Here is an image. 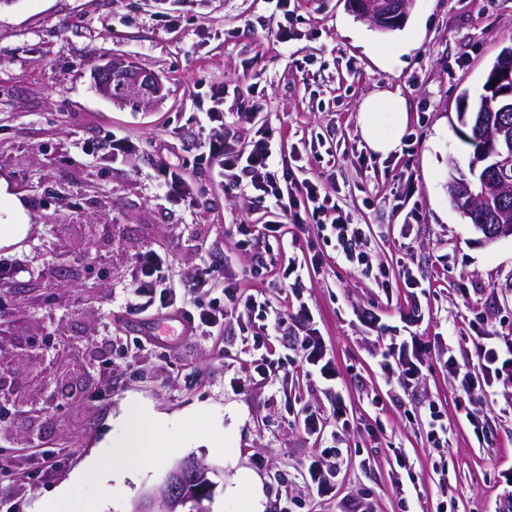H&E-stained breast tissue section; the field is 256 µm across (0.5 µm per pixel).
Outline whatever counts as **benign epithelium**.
I'll use <instances>...</instances> for the list:
<instances>
[{
  "label": "benign epithelium",
  "instance_id": "obj_1",
  "mask_svg": "<svg viewBox=\"0 0 512 512\" xmlns=\"http://www.w3.org/2000/svg\"><path fill=\"white\" fill-rule=\"evenodd\" d=\"M413 0H348L351 11L358 17L372 22L387 31L402 24ZM512 45L503 49L500 62L489 73L486 82L488 92L494 98L507 103L512 100ZM96 89L101 95L117 101L136 100L146 103L159 98L163 92L162 81L153 73L135 68L129 61L114 57L94 69ZM494 164L491 176L477 186L462 178L450 183L449 192L458 210L474 205L478 196H488L512 184V143L504 140L493 145ZM475 229L495 240L512 235V224H496L492 227L478 224ZM210 485L207 471L191 470L180 463L169 472L165 484L137 502L132 512H179L188 501L197 505L199 512H208L204 500L209 497Z\"/></svg>",
  "mask_w": 512,
  "mask_h": 512
}]
</instances>
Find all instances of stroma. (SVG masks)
Segmentation results:
<instances>
[{
  "mask_svg": "<svg viewBox=\"0 0 512 512\" xmlns=\"http://www.w3.org/2000/svg\"><path fill=\"white\" fill-rule=\"evenodd\" d=\"M287 29L288 40L276 39ZM512 45V0H415L396 29L382 32L350 12L346 0H8L0 6V221L21 202L25 239L0 248V265L24 275L0 280V375L9 413L0 417V512H40L45 500L73 486L84 512H132L147 491L187 459L214 470L205 505L242 512L257 497L262 512H341L356 500L366 512H497L512 475V385L492 397L462 393L449 378L440 343L467 333L484 316L512 336V236L485 242L452 205L448 183L468 170L472 149L459 133L462 94L477 97L504 47ZM122 56L159 76L164 97L121 104L94 88L93 69ZM223 84L224 109L241 100L262 109L242 115L241 138L260 127L293 164L336 189L351 223L369 228L370 267L337 261L315 218L297 228L296 247L254 239L235 224L268 218L267 200L243 204L225 194L194 146L210 85ZM390 92L408 121L395 153L375 154L359 125L362 101ZM114 130L138 144L124 161H95L84 143ZM194 182V209L163 196L157 145ZM166 254L180 273L204 257L225 264L259 288L273 308L307 303L350 391L355 424L343 437L349 458L336 496L313 495L298 477L311 444L292 423L301 397L329 411L333 394L308 374L278 363L302 327L273 341L284 392L252 379L234 381L256 354L251 333L227 320L223 335L163 331L137 344L128 312L130 269L139 251ZM302 262L295 288L278 274ZM420 274L429 292L424 319L410 335L432 338L415 399L394 402L371 353L375 337L355 313L376 306L399 325L413 296L402 272ZM448 422V443L428 441L423 402ZM482 408L476 438L464 404ZM164 417L163 445L146 454L136 476L116 449L127 433L129 405ZM56 455L54 473L35 478ZM108 466V479L89 472ZM448 482L447 496L438 492ZM404 481L396 490L395 481Z\"/></svg>",
  "mask_w": 512,
  "mask_h": 512,
  "instance_id": "stroma-1",
  "label": "stroma"
}]
</instances>
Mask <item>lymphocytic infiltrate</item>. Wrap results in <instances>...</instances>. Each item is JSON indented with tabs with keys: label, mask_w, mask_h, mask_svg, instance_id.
Here are the masks:
<instances>
[{
	"label": "lymphocytic infiltrate",
	"mask_w": 512,
	"mask_h": 512,
	"mask_svg": "<svg viewBox=\"0 0 512 512\" xmlns=\"http://www.w3.org/2000/svg\"><path fill=\"white\" fill-rule=\"evenodd\" d=\"M211 105L205 113L201 155L210 166L215 182L239 194L253 191L269 198L272 218L253 225L257 237H280L286 225H299L304 214H332L329 235L336 242L338 257L346 262L367 266L371 254L364 248L367 234L358 224L347 223L335 192L315 178H297L286 156L276 155L273 139L261 133L246 144H239L230 113L224 110V87L212 85ZM131 280L134 311H155L156 314H180L188 325L189 334L214 333L220 330L227 317H235L244 327H259L263 340L284 334L288 323L305 326L295 356L289 365L301 366L315 373L334 391L331 413L324 414L300 403L296 415L300 430L313 440L315 447L301 478L313 494L325 496L335 489L336 472L328 467L326 455L341 456V434L349 425L347 391L336 366L335 357L314 326V315L308 304H299L290 313H269L266 303L243 298L239 278L225 272L223 266L202 262L186 275L189 288L205 293H221V300L209 305L188 304L176 287L172 262L154 250L136 253ZM361 325L375 330L377 347L374 355L386 383L402 392H412L423 366L427 343L419 337L405 338L388 335L387 325L375 308L362 309L358 315ZM474 352H467L462 342L451 341L445 346L444 362L449 377L465 393L492 387L497 382L512 383V336H499L484 328H476Z\"/></svg>",
	"instance_id": "f902f5d3"
}]
</instances>
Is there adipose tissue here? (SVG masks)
<instances>
[{
	"label": "adipose tissue",
	"mask_w": 512,
	"mask_h": 512,
	"mask_svg": "<svg viewBox=\"0 0 512 512\" xmlns=\"http://www.w3.org/2000/svg\"><path fill=\"white\" fill-rule=\"evenodd\" d=\"M382 101L387 103V111H379L378 104ZM359 122L362 136L371 150L385 157L398 148L407 113L399 97L384 92L363 100ZM123 418L128 427V435L122 446L125 456L133 463L143 456L145 449L157 447L165 422L158 418L152 426H145L139 412L135 410L125 411Z\"/></svg>",
	"instance_id": "adipose-tissue-1"
}]
</instances>
